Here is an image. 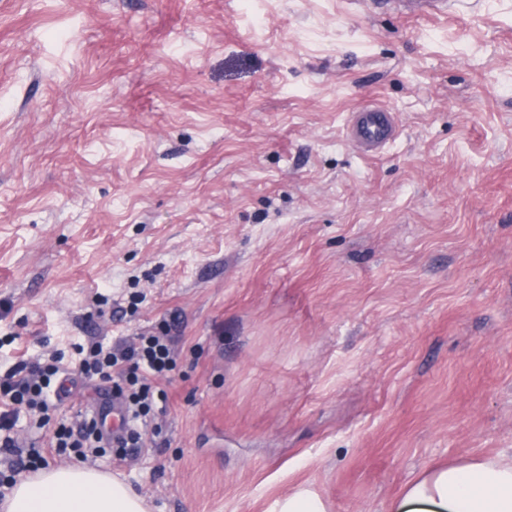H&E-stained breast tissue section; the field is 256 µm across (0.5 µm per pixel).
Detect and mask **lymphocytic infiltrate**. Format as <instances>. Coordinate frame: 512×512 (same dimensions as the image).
Instances as JSON below:
<instances>
[{"label":"lymphocytic infiltrate","mask_w":512,"mask_h":512,"mask_svg":"<svg viewBox=\"0 0 512 512\" xmlns=\"http://www.w3.org/2000/svg\"><path fill=\"white\" fill-rule=\"evenodd\" d=\"M77 353L79 361L75 364L63 365L61 356L56 355L49 363L38 359L23 362L0 375V448L15 455L7 472L0 473V500L15 485L19 474L38 470L43 461L42 447L59 454L71 451L82 459L115 447H144L140 425L156 403L152 381L169 374L176 364L169 339L143 336L138 342L114 347L94 343L78 348ZM62 371L81 381L96 378L109 384L115 396L121 398L129 418L130 427L123 437L107 436L90 415L75 425L55 417L51 382ZM24 410L37 413L38 426L48 433L45 445L15 441L13 430Z\"/></svg>","instance_id":"obj_1"}]
</instances>
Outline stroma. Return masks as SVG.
Returning a JSON list of instances; mask_svg holds the SVG:
<instances>
[{
	"instance_id": "stroma-1",
	"label": "stroma",
	"mask_w": 512,
	"mask_h": 512,
	"mask_svg": "<svg viewBox=\"0 0 512 512\" xmlns=\"http://www.w3.org/2000/svg\"><path fill=\"white\" fill-rule=\"evenodd\" d=\"M152 335L150 512L511 455L512 0H0V374ZM397 9L408 14L434 15L447 7V0H385ZM398 133L392 112L383 105H368L355 112L347 130L350 142L365 156L379 154Z\"/></svg>"
}]
</instances>
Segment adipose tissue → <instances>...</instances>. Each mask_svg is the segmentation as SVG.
I'll return each instance as SVG.
<instances>
[{
	"label": "adipose tissue",
	"mask_w": 512,
	"mask_h": 512,
	"mask_svg": "<svg viewBox=\"0 0 512 512\" xmlns=\"http://www.w3.org/2000/svg\"><path fill=\"white\" fill-rule=\"evenodd\" d=\"M399 512H512V457L448 463L404 489ZM0 512H147L131 486L81 466L40 470L16 483Z\"/></svg>",
	"instance_id": "1"
}]
</instances>
